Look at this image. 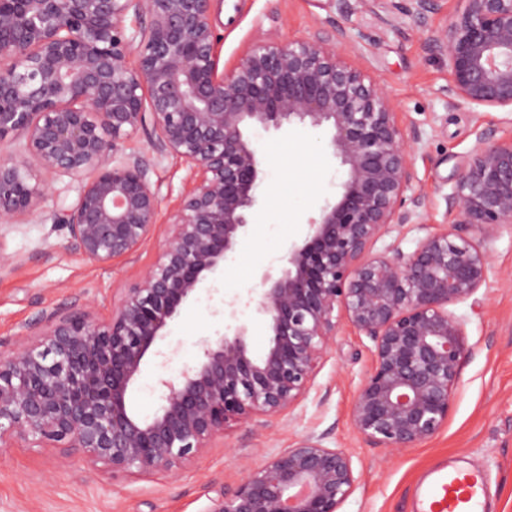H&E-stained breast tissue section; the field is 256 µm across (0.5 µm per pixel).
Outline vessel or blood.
<instances>
[{"mask_svg": "<svg viewBox=\"0 0 512 512\" xmlns=\"http://www.w3.org/2000/svg\"><path fill=\"white\" fill-rule=\"evenodd\" d=\"M411 512H489L487 477L478 469L440 466L418 487Z\"/></svg>", "mask_w": 512, "mask_h": 512, "instance_id": "b4317fda", "label": "vessel or blood"}]
</instances>
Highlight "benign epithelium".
Listing matches in <instances>:
<instances>
[{
  "instance_id": "1",
  "label": "benign epithelium",
  "mask_w": 512,
  "mask_h": 512,
  "mask_svg": "<svg viewBox=\"0 0 512 512\" xmlns=\"http://www.w3.org/2000/svg\"><path fill=\"white\" fill-rule=\"evenodd\" d=\"M215 0H0V223L32 214L41 172L80 182L58 220L82 258L112 263L151 234L159 195L118 143L149 130L154 152L195 172L156 264L100 318L50 314L0 359V449L24 443L77 454L111 477L177 475L228 424L264 426L299 404L336 336V311L373 342L352 420L376 448H408L448 423L467 351L448 306L487 284L490 244L512 224V138L482 133L448 195L449 225L405 253L374 251L406 208L412 172L389 98L342 64L336 38L279 37L220 66ZM140 20L128 31V15ZM448 57V95L512 109V0H466L433 40ZM323 130L346 169L341 191L304 237L264 271L249 302L268 320L256 355L244 325L200 343L194 365L155 388L157 410L128 406L163 331L215 277L266 203L249 130ZM475 235L468 236L467 230ZM359 477L351 457L306 436L250 470L211 512H339Z\"/></svg>"
}]
</instances>
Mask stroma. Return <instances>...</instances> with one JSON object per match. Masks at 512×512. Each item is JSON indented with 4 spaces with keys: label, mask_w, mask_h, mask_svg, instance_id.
I'll return each instance as SVG.
<instances>
[{
    "label": "stroma",
    "mask_w": 512,
    "mask_h": 512,
    "mask_svg": "<svg viewBox=\"0 0 512 512\" xmlns=\"http://www.w3.org/2000/svg\"><path fill=\"white\" fill-rule=\"evenodd\" d=\"M464 7V0H438L419 18L393 0H380L373 12L360 0H218L215 6L220 57L227 64L272 34L330 37L344 28L339 57L381 87L404 127L418 132L408 154L413 180L407 195L420 200V221L397 226L376 250L395 245L411 252L421 238L448 224V196L478 135L512 137V111L469 107L448 98V60L432 41L445 33L449 16ZM252 138L265 161L267 204L223 274L206 281L158 341L157 356L145 363L129 394L130 407L140 415L154 412L158 380L176 378L192 366L199 342L223 331L225 299L259 287L262 272L280 266L288 244L325 200L335 198L346 178L320 131L286 126L254 130ZM120 152L145 162L159 192L151 235L120 262L83 259L69 248V233L55 219L60 208L76 201L79 183L52 177V189L37 211L23 223L0 228V255L11 261L0 270V354L9 355L47 313L84 306L111 313L121 289L157 261L168 219L194 173L176 156H157L143 131L125 139ZM490 248L487 284L452 307L465 322L470 353L448 423L437 436L392 452L357 434L352 409L371 369L373 343L343 319L313 387L293 412L254 433L228 427L176 476L112 479L90 470L79 457L48 448L2 449L0 512H211L221 493H232L249 470L309 434L325 435L327 446L343 449L352 459L359 482L340 512H409L420 478L446 460L483 468L494 512H512V226L503 227Z\"/></svg>",
    "instance_id": "35a3bbf8"
}]
</instances>
